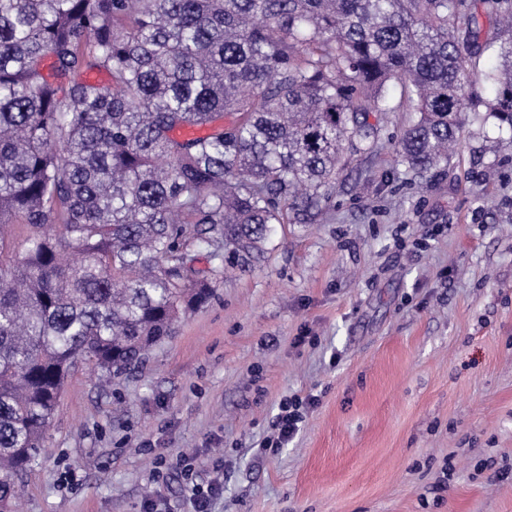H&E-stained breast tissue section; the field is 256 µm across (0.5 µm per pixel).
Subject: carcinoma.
<instances>
[{"mask_svg":"<svg viewBox=\"0 0 512 512\" xmlns=\"http://www.w3.org/2000/svg\"><path fill=\"white\" fill-rule=\"evenodd\" d=\"M374 112L409 113L385 146L422 179L469 118L512 133V0H0V512L74 365L142 364L210 296L191 243L251 268Z\"/></svg>","mask_w":512,"mask_h":512,"instance_id":"cac0c4a2","label":"carcinoma"}]
</instances>
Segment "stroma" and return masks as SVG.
Returning a JSON list of instances; mask_svg holds the SVG:
<instances>
[{
    "mask_svg": "<svg viewBox=\"0 0 512 512\" xmlns=\"http://www.w3.org/2000/svg\"><path fill=\"white\" fill-rule=\"evenodd\" d=\"M350 156L262 262L214 273L210 301L147 361L71 371L14 512H512V135L472 125L445 174ZM315 395L262 454L281 401ZM212 485L203 486L185 477L182 491L185 499L192 507V512H211L210 506L215 493Z\"/></svg>",
    "mask_w": 512,
    "mask_h": 512,
    "instance_id": "obj_1",
    "label": "stroma"
}]
</instances>
